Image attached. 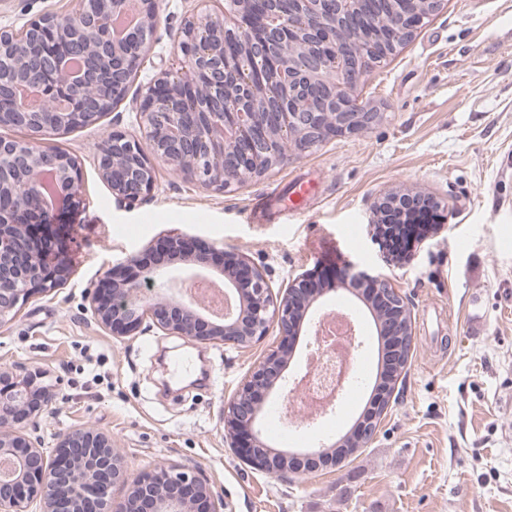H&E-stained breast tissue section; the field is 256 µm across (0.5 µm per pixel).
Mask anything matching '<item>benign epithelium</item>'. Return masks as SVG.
Returning a JSON list of instances; mask_svg holds the SVG:
<instances>
[{
  "instance_id": "benign-epithelium-1",
  "label": "benign epithelium",
  "mask_w": 512,
  "mask_h": 512,
  "mask_svg": "<svg viewBox=\"0 0 512 512\" xmlns=\"http://www.w3.org/2000/svg\"><path fill=\"white\" fill-rule=\"evenodd\" d=\"M120 11L126 0H75L65 16L45 15L19 30H0V127L23 138L0 136V327L16 318L37 293L67 280L68 268L50 247L29 236L46 223L57 203L78 207L83 173L70 153L44 145L49 137L97 123L101 109L127 95L156 36V0H139L142 20L115 41L102 14ZM440 0H225L234 27L208 12L185 22L176 67L145 85L137 112L145 141L122 132L108 137L97 173L117 203H131L155 187L157 165L185 178L227 191L278 164L287 139L297 155L328 135L359 134L380 113L351 98L374 59L403 44L437 9ZM81 61L78 74L65 63ZM31 89L42 108L22 96ZM64 105L60 111L53 103ZM168 260L147 265L137 254L106 276L90 297L94 320L118 335L141 327L180 336L194 344L250 347L272 329L281 337L223 410L231 446L253 468L272 476L299 469L318 453L274 451L256 429L255 391L277 373L306 313L317 300L310 278L293 280L275 294L266 276L235 249L221 250L224 296L221 318L191 300L147 302L143 283L156 285L178 267L206 269L214 250L191 249L183 238L164 245ZM339 273L367 283L394 338L390 363L407 365L413 330L401 294L381 275L347 264ZM33 378L0 374V459L12 465L0 476V512H102L126 465L110 437L80 427L56 438L51 451L16 431L19 418H35L51 403ZM390 394L377 398L356 430L361 448L376 433ZM224 504L196 473L161 468L134 481L123 512H220Z\"/></svg>"
}]
</instances>
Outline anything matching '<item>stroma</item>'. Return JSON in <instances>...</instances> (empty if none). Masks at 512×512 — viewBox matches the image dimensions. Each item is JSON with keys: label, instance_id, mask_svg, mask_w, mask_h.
Instances as JSON below:
<instances>
[{"label": "stroma", "instance_id": "1", "mask_svg": "<svg viewBox=\"0 0 512 512\" xmlns=\"http://www.w3.org/2000/svg\"><path fill=\"white\" fill-rule=\"evenodd\" d=\"M72 8L0 0V29ZM196 9L197 0H158L156 41L126 99L96 125L50 139L81 163L83 203L58 209L53 223L67 282L0 327V371L39 373L55 393L21 433L50 447L95 427L129 480L157 466L192 469L223 512H512V0H442L395 55L369 65L354 91L381 114L367 132L328 137L224 192L162 165L148 196L118 204L94 161L112 131L139 135V89L171 66ZM292 179L317 190L287 219L253 223L254 200ZM392 192L440 203L432 230L401 261L369 234L375 201ZM176 235L239 249L275 290L304 272L322 275L323 304L350 302L368 336L376 329L355 288L325 271L352 263L400 291L413 325L406 377L358 456L274 477L228 446L223 409L276 334L246 349L194 345L197 367L214 373L205 390L197 376L169 377L182 338L155 329L117 337L95 322L87 294L112 266L132 254L152 260Z\"/></svg>", "mask_w": 512, "mask_h": 512}]
</instances>
